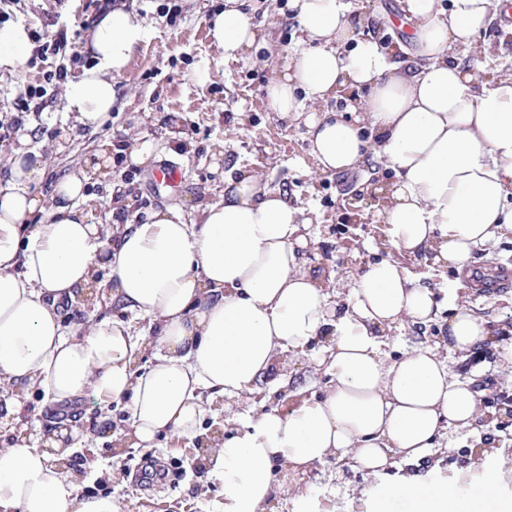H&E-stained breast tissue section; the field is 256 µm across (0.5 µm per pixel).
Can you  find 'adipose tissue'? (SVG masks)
<instances>
[{
  "label": "adipose tissue",
  "instance_id": "1",
  "mask_svg": "<svg viewBox=\"0 0 512 512\" xmlns=\"http://www.w3.org/2000/svg\"><path fill=\"white\" fill-rule=\"evenodd\" d=\"M245 2L224 0L211 21L224 60L245 58L265 39ZM349 6L289 0L300 35L266 95L281 117L304 118L322 171L369 162L393 170L383 214L396 248L461 266L498 232L512 231V77L474 92L459 57L490 22L493 0H449L445 8L402 0L414 50L398 63L356 35ZM146 36L144 19L122 0L102 13L89 39L94 64L68 85L65 113L99 125L112 110L113 79ZM30 48L25 26L0 28V71L20 67ZM343 87L365 93L355 117L319 111ZM9 163L0 178V383L39 387L58 405L91 395L127 401L126 443L151 448L161 433L199 436L202 391L238 399L265 380L281 385L283 354L328 337L324 396L296 389L287 410L247 418L210 450L206 462L224 485L221 512H265L278 464L305 472L333 454L377 477L400 455L417 467L441 430L480 415L478 393L452 373L447 354L469 356L492 332L456 289L437 296L383 258L352 281L347 308L332 304L302 253L310 218L255 172L227 180L223 202L207 206L201 224L173 204L140 223L107 227L87 223L75 203L88 171L66 175L47 198L33 190L46 169L42 154L19 147ZM36 213L43 221L28 224ZM103 268L112 274V300L156 326L161 352L145 373L134 370L139 344L129 326L63 317ZM443 310L446 346L386 360L388 331L426 324ZM77 436L66 421L38 438L19 429L0 448V512H118L111 498L81 497L68 471L51 464ZM476 465L478 491L461 494L416 470L365 490L367 512H391L398 502L410 512H512L498 494V470L482 459Z\"/></svg>",
  "mask_w": 512,
  "mask_h": 512
}]
</instances>
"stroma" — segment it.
<instances>
[{
	"mask_svg": "<svg viewBox=\"0 0 512 512\" xmlns=\"http://www.w3.org/2000/svg\"><path fill=\"white\" fill-rule=\"evenodd\" d=\"M352 23L361 37L406 43L407 32L392 17L400 12V0H350ZM167 0H133L132 8L144 17L149 39L138 46L128 68L112 82L116 104L100 126H75L64 111V88L47 97L43 119L46 129L28 122L27 149L43 154L47 169L38 189L51 196L57 181L74 170L91 167L102 143L128 140L136 134L149 135L156 144L158 164L171 161L182 165L186 183L175 193L156 192L153 170L136 168L134 195L114 201L112 188L119 174L90 181L78 206L93 224H104L114 206L130 210L135 194L147 198L148 210L182 205L191 219L201 220L205 206L224 198L225 179L238 170L257 173L271 189L284 193L289 203L312 218L313 243L306 261L312 270L325 274L333 301L346 305V284L375 259L389 257L409 275L420 277L436 289L459 288L476 315L491 323L496 345L481 353L460 358L449 355L448 364L460 379H473L482 391L484 414L467 427H448L425 464L434 479L476 485L472 469L473 451H492L491 466L501 477L500 492L512 496V383L506 375L512 361L506 349L512 345V291L493 293L482 277L501 263L512 262V233L499 236L487 251L470 259L482 274L466 277L456 268L434 264L425 256H411L396 249L377 206L366 198L372 183L393 181V171L383 167H359L347 174L322 172L310 153L308 129L303 120L278 115L265 95L275 73L271 53H285L295 45L296 22L286 0H259L251 16L255 24L272 34V46L258 49L254 61L220 63L219 52L209 35L211 0H179L182 8L176 25H167L162 9ZM100 12L98 0H19L0 14V27L22 24L34 28L45 23L72 24L94 19ZM482 52L468 55L476 75V87L494 79L512 76V29L492 23L478 38ZM207 81H199L201 72ZM64 315L74 322L100 319L125 320L133 335L147 336L149 323L130 317L121 306L108 300L78 301ZM446 315L428 325H405L393 329L384 347L389 358L420 344L443 342ZM327 339L314 343L305 354L286 358L284 378L305 386L307 394H324L328 386L326 366L317 354L327 348ZM24 420L30 432H51L58 420H72L79 430V446L65 461L86 497H109L118 502L119 512H214L224 499L223 484L204 462L206 438L232 431L246 416L270 408L287 409V388L272 392L259 384L249 398L237 401L203 392L207 408L202 439L159 436L156 446L120 448L116 441L127 430L124 401L86 398L64 410L50 408L36 387L18 388ZM280 484L269 505L270 512H293L292 492L309 491L318 498L322 512H366L363 489L372 478L336 457H326L309 472L285 473L277 469Z\"/></svg>",
	"mask_w": 512,
	"mask_h": 512,
	"instance_id": "35a3bbf8",
	"label": "stroma"
}]
</instances>
